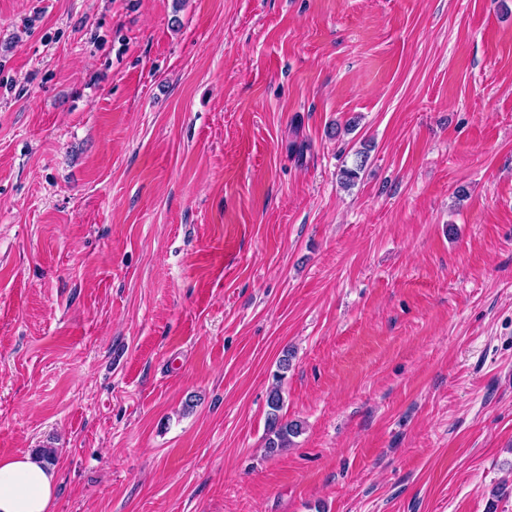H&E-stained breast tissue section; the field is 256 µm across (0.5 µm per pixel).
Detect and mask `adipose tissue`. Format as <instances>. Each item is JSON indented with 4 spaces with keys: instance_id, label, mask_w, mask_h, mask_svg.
I'll return each instance as SVG.
<instances>
[{
    "instance_id": "1",
    "label": "adipose tissue",
    "mask_w": 512,
    "mask_h": 512,
    "mask_svg": "<svg viewBox=\"0 0 512 512\" xmlns=\"http://www.w3.org/2000/svg\"><path fill=\"white\" fill-rule=\"evenodd\" d=\"M55 483L54 468L33 455L0 458V512H49Z\"/></svg>"
}]
</instances>
